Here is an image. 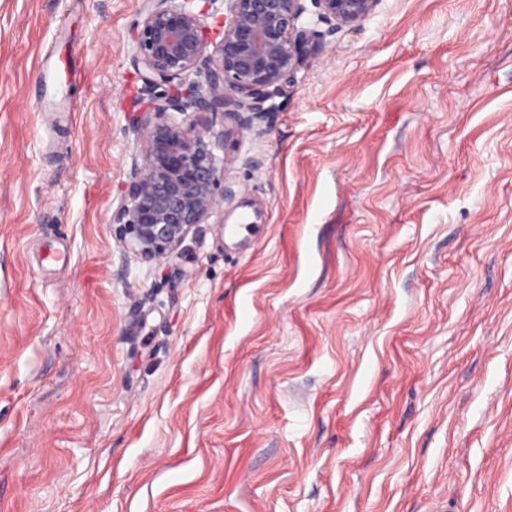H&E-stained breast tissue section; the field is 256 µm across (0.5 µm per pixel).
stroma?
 Segmentation results:
<instances>
[{
    "mask_svg": "<svg viewBox=\"0 0 512 512\" xmlns=\"http://www.w3.org/2000/svg\"><path fill=\"white\" fill-rule=\"evenodd\" d=\"M142 8L0 0V512H512V0L308 7L160 266L112 228ZM379 0H312L318 9V20L328 25L326 34L354 26L367 18Z\"/></svg>",
    "mask_w": 512,
    "mask_h": 512,
    "instance_id": "1",
    "label": "stroma"
}]
</instances>
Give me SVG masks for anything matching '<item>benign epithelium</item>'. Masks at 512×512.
Segmentation results:
<instances>
[{
  "mask_svg": "<svg viewBox=\"0 0 512 512\" xmlns=\"http://www.w3.org/2000/svg\"><path fill=\"white\" fill-rule=\"evenodd\" d=\"M193 2L146 0L131 37L132 63L148 97L132 122L141 162L130 170L112 224L126 251L156 265L180 254L194 228L235 195L216 155L224 135L194 115L229 107L239 129L251 128L292 81L316 37L298 25L304 0H224L215 43L206 9L195 10ZM312 2L332 35L362 22L378 0ZM201 63L203 78L183 83Z\"/></svg>",
  "mask_w": 512,
  "mask_h": 512,
  "instance_id": "obj_1",
  "label": "benign epithelium"
}]
</instances>
